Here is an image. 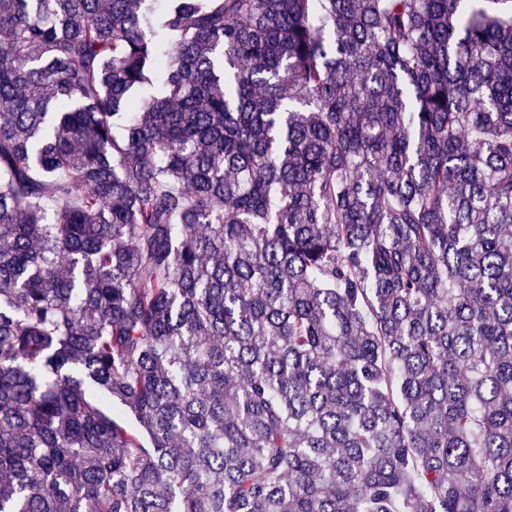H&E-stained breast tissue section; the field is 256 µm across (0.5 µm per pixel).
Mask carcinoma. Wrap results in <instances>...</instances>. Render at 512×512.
<instances>
[{
	"label": "carcinoma",
	"mask_w": 512,
	"mask_h": 512,
	"mask_svg": "<svg viewBox=\"0 0 512 512\" xmlns=\"http://www.w3.org/2000/svg\"><path fill=\"white\" fill-rule=\"evenodd\" d=\"M0 0V512H512V0Z\"/></svg>",
	"instance_id": "1"
}]
</instances>
